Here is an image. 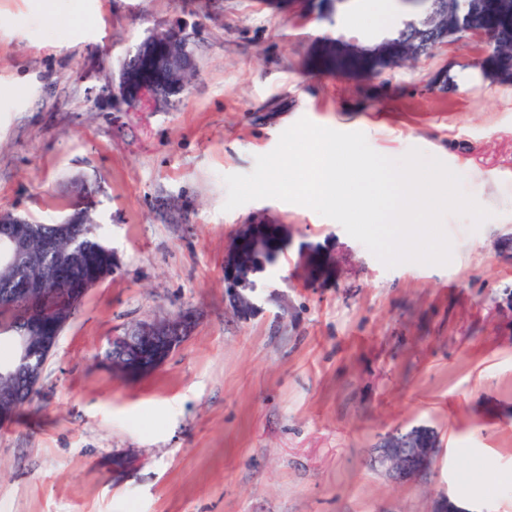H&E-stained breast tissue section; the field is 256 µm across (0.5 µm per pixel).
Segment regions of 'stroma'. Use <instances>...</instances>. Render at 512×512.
<instances>
[{"instance_id": "35a3bbf8", "label": "stroma", "mask_w": 512, "mask_h": 512, "mask_svg": "<svg viewBox=\"0 0 512 512\" xmlns=\"http://www.w3.org/2000/svg\"><path fill=\"white\" fill-rule=\"evenodd\" d=\"M0 0V213L53 223L81 201L118 267L45 364L34 409L0 419V512H512V85L484 36L374 76L311 70L315 39L373 36L359 0L304 20L269 0ZM181 23L199 72L163 112L97 101L128 53ZM306 118L466 176L492 216L449 215L448 265L385 267L336 221L278 199L225 210ZM264 218L290 242L239 318L224 251ZM334 254L305 279L301 254ZM196 309L192 336L127 380L102 359L130 324ZM426 424L441 448L405 484L368 453ZM129 458L114 469L115 458Z\"/></svg>"}]
</instances>
